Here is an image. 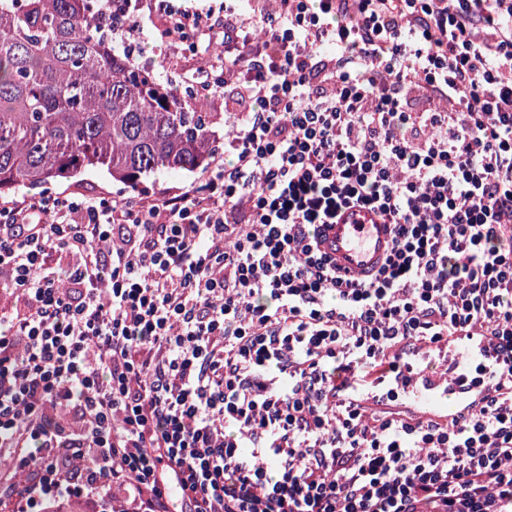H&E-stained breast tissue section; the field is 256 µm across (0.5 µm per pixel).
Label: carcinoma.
<instances>
[{"label":"carcinoma","instance_id":"cac0c4a2","mask_svg":"<svg viewBox=\"0 0 512 512\" xmlns=\"http://www.w3.org/2000/svg\"><path fill=\"white\" fill-rule=\"evenodd\" d=\"M223 124L112 45L102 0H0V194L87 169L132 189L202 170Z\"/></svg>","mask_w":512,"mask_h":512}]
</instances>
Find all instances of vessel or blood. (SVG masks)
<instances>
[{"instance_id": "obj_1", "label": "vessel or blood", "mask_w": 512, "mask_h": 512, "mask_svg": "<svg viewBox=\"0 0 512 512\" xmlns=\"http://www.w3.org/2000/svg\"><path fill=\"white\" fill-rule=\"evenodd\" d=\"M320 234L324 250L337 266L359 278L377 269L392 243L390 226L368 209L342 212L335 223L322 227ZM450 349L463 368L486 356L484 341L473 335L453 337ZM406 395L427 415L457 412L470 400L457 384L433 378L407 389Z\"/></svg>"}]
</instances>
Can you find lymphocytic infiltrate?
<instances>
[{"label":"lymphocytic infiltrate","instance_id":"f902f5d3","mask_svg":"<svg viewBox=\"0 0 512 512\" xmlns=\"http://www.w3.org/2000/svg\"><path fill=\"white\" fill-rule=\"evenodd\" d=\"M241 1L114 13L224 37L201 189L0 202V512H512V0ZM354 207L363 279L319 242ZM465 331L490 394L420 415L395 383ZM319 232L324 250L336 265L359 278L377 269L392 243L389 224H381L368 209L342 212L336 224L323 226Z\"/></svg>","mask_w":512,"mask_h":512}]
</instances>
